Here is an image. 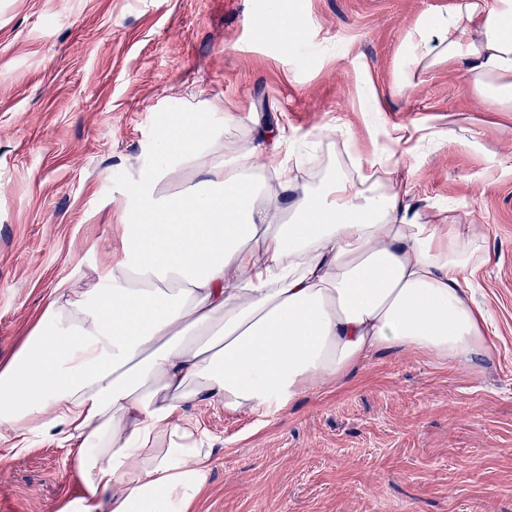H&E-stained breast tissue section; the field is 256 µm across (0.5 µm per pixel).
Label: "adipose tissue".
Returning <instances> with one entry per match:
<instances>
[{
  "mask_svg": "<svg viewBox=\"0 0 512 512\" xmlns=\"http://www.w3.org/2000/svg\"><path fill=\"white\" fill-rule=\"evenodd\" d=\"M263 13L262 35L295 47L288 0ZM443 62L512 112V0L419 17L400 83ZM154 152L120 250L89 287L55 288L0 358V444L66 442L81 477L59 512H192L214 450L185 406L282 411L384 350L462 364L496 351L473 279L484 233L422 222L390 183V150L355 159L383 177L340 165L300 192L279 146L225 151L194 112L172 115Z\"/></svg>",
  "mask_w": 512,
  "mask_h": 512,
  "instance_id": "obj_1",
  "label": "adipose tissue"
}]
</instances>
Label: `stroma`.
<instances>
[{
	"label": "stroma",
	"mask_w": 512,
	"mask_h": 512,
	"mask_svg": "<svg viewBox=\"0 0 512 512\" xmlns=\"http://www.w3.org/2000/svg\"><path fill=\"white\" fill-rule=\"evenodd\" d=\"M263 2L0 0V357L54 288L82 287L120 248L121 204L170 113H198L242 151L284 127L301 186L346 145L389 147L425 221L451 208L482 225L477 299L495 354L465 366L384 351L284 411L186 407L214 449L195 512H512V112L444 63L398 87L416 18L450 0H294L296 53L256 31ZM368 85L386 104L373 130ZM78 489L58 440L0 448V512H56Z\"/></svg>",
	"instance_id": "1"
}]
</instances>
